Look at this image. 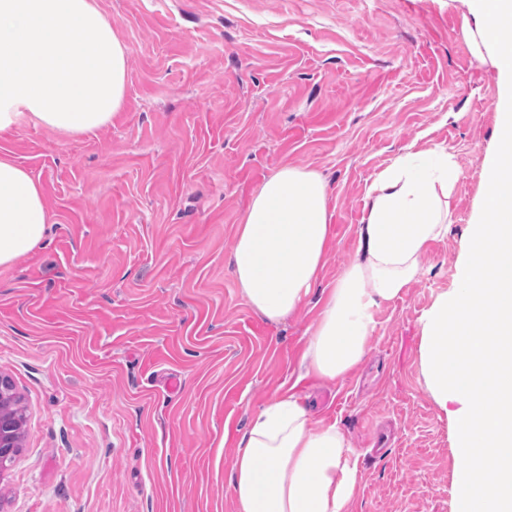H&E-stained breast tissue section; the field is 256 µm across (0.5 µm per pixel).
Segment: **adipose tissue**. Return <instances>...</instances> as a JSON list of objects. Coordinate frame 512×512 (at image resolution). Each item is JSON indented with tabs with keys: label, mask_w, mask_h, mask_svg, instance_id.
Wrapping results in <instances>:
<instances>
[{
	"label": "adipose tissue",
	"mask_w": 512,
	"mask_h": 512,
	"mask_svg": "<svg viewBox=\"0 0 512 512\" xmlns=\"http://www.w3.org/2000/svg\"><path fill=\"white\" fill-rule=\"evenodd\" d=\"M128 49L97 0H0V135L30 119L66 137L111 123L125 103ZM460 178L443 149L406 152L365 186L357 257L324 291L299 377L340 382L361 367L382 305L425 271L452 225ZM329 192L312 170L283 166L254 192L230 244L245 302L281 323L307 303L333 239ZM50 220L39 182L0 154V265L32 251ZM358 482L337 422H313L301 397L272 395L237 444L229 489L238 512H347Z\"/></svg>",
	"instance_id": "obj_1"
}]
</instances>
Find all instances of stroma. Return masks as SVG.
<instances>
[{
  "label": "stroma",
  "mask_w": 512,
  "mask_h": 512,
  "mask_svg": "<svg viewBox=\"0 0 512 512\" xmlns=\"http://www.w3.org/2000/svg\"><path fill=\"white\" fill-rule=\"evenodd\" d=\"M98 3L128 48L121 112L88 136L26 121L0 138L51 214L0 266V374L25 408L0 512H236V439L293 381L355 450L350 512H451L460 462L420 320L468 257L497 146V73L463 0ZM436 146L461 171L451 233L352 377L295 381L322 292L278 324L244 302L229 243L253 192L286 165L322 176L327 286L356 254L366 183Z\"/></svg>",
  "instance_id": "35a3bbf8"
}]
</instances>
